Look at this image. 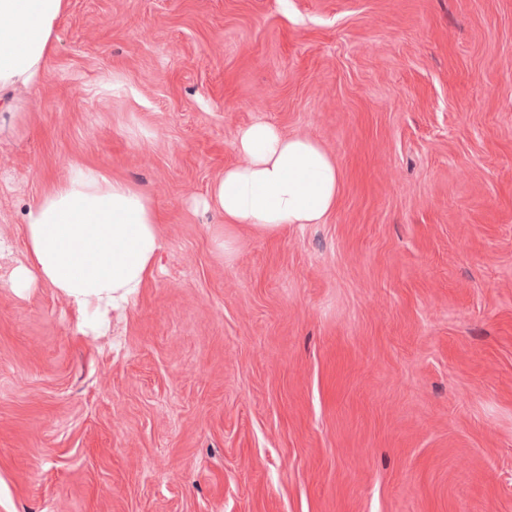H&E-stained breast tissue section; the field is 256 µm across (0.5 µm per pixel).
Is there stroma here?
I'll use <instances>...</instances> for the list:
<instances>
[{
	"instance_id": "obj_1",
	"label": "stroma",
	"mask_w": 512,
	"mask_h": 512,
	"mask_svg": "<svg viewBox=\"0 0 512 512\" xmlns=\"http://www.w3.org/2000/svg\"><path fill=\"white\" fill-rule=\"evenodd\" d=\"M0 123V512H512V0H68ZM264 121L341 170L321 224L204 202ZM76 165L163 248L80 327L26 203Z\"/></svg>"
}]
</instances>
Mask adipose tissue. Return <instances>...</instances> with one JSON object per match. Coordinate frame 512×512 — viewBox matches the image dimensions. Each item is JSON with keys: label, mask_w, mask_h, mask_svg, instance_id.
<instances>
[{"label": "adipose tissue", "mask_w": 512, "mask_h": 512, "mask_svg": "<svg viewBox=\"0 0 512 512\" xmlns=\"http://www.w3.org/2000/svg\"><path fill=\"white\" fill-rule=\"evenodd\" d=\"M66 6L0 0V110L21 117L18 94L41 82ZM235 148L245 163L226 168L209 195L225 224L276 232L321 223L335 209L340 170L319 142L256 122L238 131ZM22 222L31 261L15 268L12 288L48 282L87 320L125 307L161 249L150 195L104 167L69 171L26 206Z\"/></svg>", "instance_id": "1"}]
</instances>
